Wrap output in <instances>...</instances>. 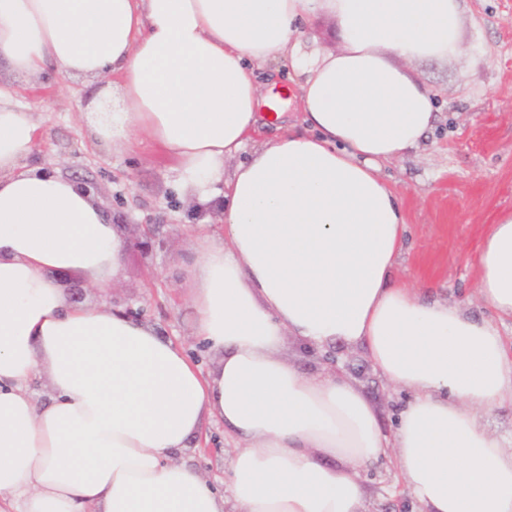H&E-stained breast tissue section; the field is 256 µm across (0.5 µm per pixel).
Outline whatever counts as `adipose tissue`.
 <instances>
[{"instance_id": "obj_1", "label": "adipose tissue", "mask_w": 512, "mask_h": 512, "mask_svg": "<svg viewBox=\"0 0 512 512\" xmlns=\"http://www.w3.org/2000/svg\"><path fill=\"white\" fill-rule=\"evenodd\" d=\"M318 14L338 52L306 39ZM463 14L462 0H0V61L114 76L89 135L108 151L162 145L177 186L216 202L224 226L190 275L195 334L219 355L204 374L122 309L67 301L60 277L111 287L126 241L80 185L29 165L36 126L0 89V506L364 512L355 471L389 455L424 512H512V441L477 416L512 404V355L460 304L391 282L407 218L379 175L437 121L402 61L456 57ZM281 61L304 128L225 175L280 108L252 68ZM476 261L483 307L512 319V211ZM289 333L362 346L411 391L392 434L342 374L290 364ZM40 373L41 405L28 393ZM208 418L244 443L225 498L170 461Z\"/></svg>"}]
</instances>
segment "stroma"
Masks as SVG:
<instances>
[{"label":"stroma","mask_w":512,"mask_h":512,"mask_svg":"<svg viewBox=\"0 0 512 512\" xmlns=\"http://www.w3.org/2000/svg\"><path fill=\"white\" fill-rule=\"evenodd\" d=\"M407 70L434 95L438 119L416 149L384 164L382 178L401 198L408 232L392 270L396 282L433 289L441 299L488 319L479 299L475 256L490 224L512 210V0H466L461 55L447 62L417 61ZM0 86L28 107L37 126L31 165L61 171L86 186L127 241L116 288L63 281L65 297L88 306L120 305L159 335L182 345L202 370L217 359L194 336L187 266L199 233L224 235L211 205L191 204L175 185V161L150 141L131 151H103L85 132V110L112 91V79H73L53 71L17 75L0 62ZM285 354L301 372L337 370L375 402L384 432L408 391L393 386L361 347L335 343L307 349L288 339ZM241 442L221 420L173 457L227 492L230 463ZM365 512H422L405 491L392 457L361 468Z\"/></svg>","instance_id":"obj_1"}]
</instances>
